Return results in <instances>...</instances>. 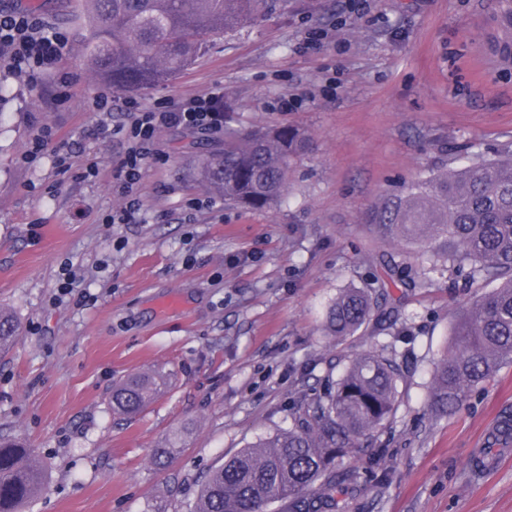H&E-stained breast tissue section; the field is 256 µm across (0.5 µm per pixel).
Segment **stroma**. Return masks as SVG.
Listing matches in <instances>:
<instances>
[{"label":"stroma","mask_w":512,"mask_h":512,"mask_svg":"<svg viewBox=\"0 0 512 512\" xmlns=\"http://www.w3.org/2000/svg\"><path fill=\"white\" fill-rule=\"evenodd\" d=\"M18 2L66 32L61 69L75 77L65 91L53 74L31 85L0 62V309L21 324L0 358V435L26 439L48 473L24 512H190L212 469L291 428L297 397L323 392L350 354L390 342L372 325L336 343L322 334L340 290L414 253L372 224L379 201L475 155H512V66L487 54L498 0H288L212 36L193 66L132 97L148 107L220 87L236 127L298 129L286 197L225 203L195 171L223 129L175 126L158 135L138 224L104 221L123 204L112 173L125 142L92 129L125 116L95 106L113 90L87 64L84 0ZM315 30L329 33L318 46ZM46 124L79 147L68 171L49 150L25 158ZM68 261L81 277L63 296ZM385 291L415 336L380 435L389 453L376 466L389 478L372 480L370 449H353L355 479L334 512H512V445L495 439L512 416V364L452 415L436 416L429 398L456 317L486 286L442 275ZM135 373L165 385L136 416L114 414L113 384ZM172 443L179 453L153 464Z\"/></svg>","instance_id":"35a3bbf8"}]
</instances>
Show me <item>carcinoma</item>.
Returning a JSON list of instances; mask_svg holds the SVG:
<instances>
[{
  "instance_id": "carcinoma-1",
  "label": "carcinoma",
  "mask_w": 512,
  "mask_h": 512,
  "mask_svg": "<svg viewBox=\"0 0 512 512\" xmlns=\"http://www.w3.org/2000/svg\"><path fill=\"white\" fill-rule=\"evenodd\" d=\"M288 0H85L82 34L87 62L115 91L159 86L190 67L208 48V36L243 30L278 11ZM509 37L499 41L512 64V0L501 3ZM300 134L286 125L243 131L224 125V149L200 156L197 170L207 187L236 205L260 208L282 199ZM373 223L415 244L417 263L396 266L400 281L425 288L448 272L470 285L498 283L479 297L453 327L452 350L433 369L430 398L448 416L467 392L512 363V159H477L431 173L385 199ZM345 288L329 305L323 335L344 339L370 321L391 319L375 290ZM19 337V323L0 310V355ZM402 366L395 351L354 354L324 392L304 394L295 405V426L261 437L224 461L202 484L192 512H267L274 502L288 512H321L352 474L345 459L366 442L382 457L380 433L397 411ZM161 379L134 374L112 388V411L133 416L156 396ZM46 482L35 452L19 439L0 437V512H21Z\"/></svg>"
}]
</instances>
